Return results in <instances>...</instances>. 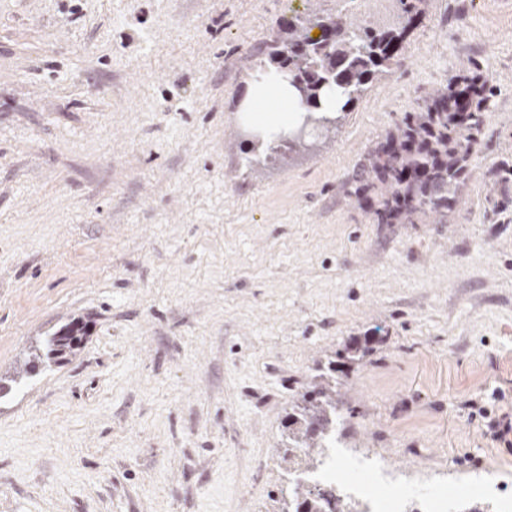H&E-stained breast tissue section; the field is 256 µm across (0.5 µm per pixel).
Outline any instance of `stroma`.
I'll list each match as a JSON object with an SVG mask.
<instances>
[{"label":"stroma","mask_w":512,"mask_h":512,"mask_svg":"<svg viewBox=\"0 0 512 512\" xmlns=\"http://www.w3.org/2000/svg\"><path fill=\"white\" fill-rule=\"evenodd\" d=\"M341 0H0V512H279L288 415L417 483L512 495V0H431L398 64L263 161L239 106L281 22ZM495 87L456 208L375 224L348 190L433 89ZM85 325L79 320L71 321L47 336L41 345L34 347L31 355L35 360L45 357L51 362H63L76 354L80 347ZM316 377L320 381L315 387L303 394V405L297 416H291L286 425L288 429V462L300 460L308 467L314 466V461H320L321 448H327V442L332 437L336 426V378L329 373H321ZM330 379H334L331 385ZM311 424L316 427L312 428Z\"/></svg>","instance_id":"stroma-1"}]
</instances>
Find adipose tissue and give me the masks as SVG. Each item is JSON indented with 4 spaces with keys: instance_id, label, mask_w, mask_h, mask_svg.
<instances>
[{
    "instance_id": "ef3b65f1",
    "label": "adipose tissue",
    "mask_w": 512,
    "mask_h": 512,
    "mask_svg": "<svg viewBox=\"0 0 512 512\" xmlns=\"http://www.w3.org/2000/svg\"><path fill=\"white\" fill-rule=\"evenodd\" d=\"M246 121L263 134L264 141L295 124L307 107L288 81L273 75L256 76L240 106Z\"/></svg>"
}]
</instances>
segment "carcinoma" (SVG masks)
I'll use <instances>...</instances> for the list:
<instances>
[{
	"label": "carcinoma",
	"instance_id": "obj_1",
	"mask_svg": "<svg viewBox=\"0 0 512 512\" xmlns=\"http://www.w3.org/2000/svg\"><path fill=\"white\" fill-rule=\"evenodd\" d=\"M430 0H398L403 14L398 29L359 26L340 15L310 12L286 22L266 45L276 70H286L309 108L318 107L323 90L336 89L343 98L334 118L307 117L322 125L336 124L367 86L384 77L396 58L405 33L427 12ZM321 30L310 37L313 28ZM490 82L463 76L453 85L429 93L419 108L404 113L385 139L368 152L352 195L375 224H414L421 219L440 221L457 202L477 135L487 121L485 102ZM307 146L306 137L279 140L264 150L275 161L285 151ZM84 325L71 321L34 347L32 357L63 362L80 347ZM303 394V405L286 425L288 462L307 466L320 460L336 426V390L332 375ZM281 512H336L335 496L325 490L288 484L281 490Z\"/></svg>",
	"mask_w": 512,
	"mask_h": 512
}]
</instances>
